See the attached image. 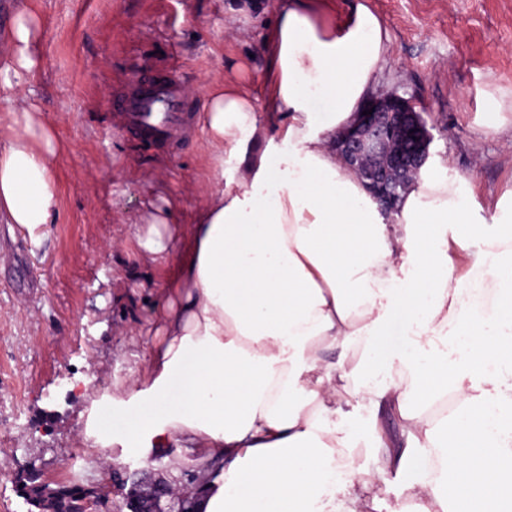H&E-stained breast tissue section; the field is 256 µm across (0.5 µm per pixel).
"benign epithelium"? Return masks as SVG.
I'll list each match as a JSON object with an SVG mask.
<instances>
[{"label": "benign epithelium", "instance_id": "benign-epithelium-1", "mask_svg": "<svg viewBox=\"0 0 512 512\" xmlns=\"http://www.w3.org/2000/svg\"><path fill=\"white\" fill-rule=\"evenodd\" d=\"M357 123L336 135V151L368 187L382 211L391 210L398 187L422 172L431 135L411 100L395 92L369 100ZM129 512H194L189 497L173 488L161 470L132 483L125 494Z\"/></svg>", "mask_w": 512, "mask_h": 512}]
</instances>
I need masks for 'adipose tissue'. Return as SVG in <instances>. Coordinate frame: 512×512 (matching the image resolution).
I'll use <instances>...</instances> for the list:
<instances>
[{
	"label": "adipose tissue",
	"mask_w": 512,
	"mask_h": 512,
	"mask_svg": "<svg viewBox=\"0 0 512 512\" xmlns=\"http://www.w3.org/2000/svg\"><path fill=\"white\" fill-rule=\"evenodd\" d=\"M37 29L19 10L0 56V223L32 228L51 217L58 151L19 94ZM390 42L364 0H284L262 94L227 80L204 96L216 188L187 226L149 204L138 218L151 261L179 258L164 340L92 399L85 438L114 466L180 448L169 480L195 512H375L409 470L395 512H512V190L482 220L438 157L385 214L332 145ZM382 407L405 445L379 439L352 469L353 413ZM417 473L406 471L392 472L387 476V485L379 504V512H391L397 502L403 497V488L411 480L416 479Z\"/></svg>",
	"instance_id": "adipose-tissue-1"
}]
</instances>
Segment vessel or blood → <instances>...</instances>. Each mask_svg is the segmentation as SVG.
Here are the masks:
<instances>
[{
    "label": "vessel or blood",
    "instance_id": "1",
    "mask_svg": "<svg viewBox=\"0 0 512 512\" xmlns=\"http://www.w3.org/2000/svg\"><path fill=\"white\" fill-rule=\"evenodd\" d=\"M181 81L177 64H170L163 79L143 76L134 83L131 95L119 102L128 129L139 138L163 142L174 128L181 125L184 115L180 109Z\"/></svg>",
    "mask_w": 512,
    "mask_h": 512
}]
</instances>
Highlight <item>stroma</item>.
<instances>
[{"mask_svg":"<svg viewBox=\"0 0 512 512\" xmlns=\"http://www.w3.org/2000/svg\"><path fill=\"white\" fill-rule=\"evenodd\" d=\"M282 0L246 15L230 0H0V49L20 5L37 15L40 63L20 92L53 126L56 202L49 224L0 223V512H29L15 487L29 466L57 488L105 483L101 454L81 435L86 404L75 388L124 386L163 342L160 290L176 261L137 247L144 203L189 218L210 189L197 117L204 87L227 77L262 90L256 56ZM391 35L375 93L393 91L422 112L431 151L472 180L484 216L512 179V111L488 131L490 96L512 103V0H364ZM177 62L186 121L167 142L123 130L114 102L147 71ZM352 468L371 464L377 435L399 440L386 409L363 411Z\"/></svg>","mask_w":512,"mask_h":512,"instance_id":"35a3bbf8","label":"stroma"}]
</instances>
